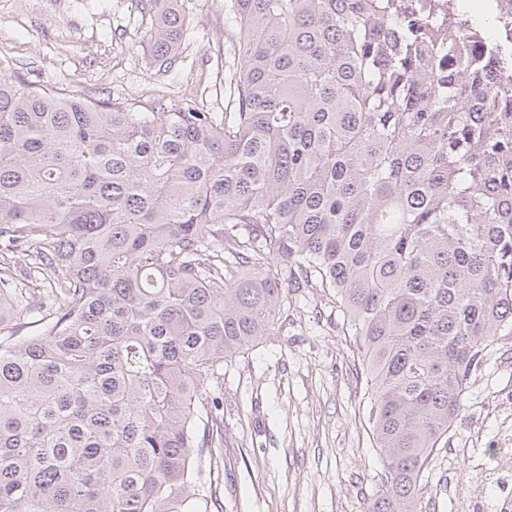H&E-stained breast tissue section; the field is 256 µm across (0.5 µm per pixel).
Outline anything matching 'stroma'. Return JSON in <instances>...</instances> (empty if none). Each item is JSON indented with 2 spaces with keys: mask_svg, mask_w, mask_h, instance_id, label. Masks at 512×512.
I'll return each instance as SVG.
<instances>
[{
  "mask_svg": "<svg viewBox=\"0 0 512 512\" xmlns=\"http://www.w3.org/2000/svg\"><path fill=\"white\" fill-rule=\"evenodd\" d=\"M186 30L166 71L153 60L140 0H0V61L33 82L90 100L194 102L224 109L233 39L224 0H185ZM223 440L204 493L210 512H365L382 464L369 435L360 359L319 288H292L275 331L229 358L212 383ZM512 453V335L499 337L473 375L448 441L428 458L421 512H459L493 488L475 467Z\"/></svg>",
  "mask_w": 512,
  "mask_h": 512,
  "instance_id": "stroma-1",
  "label": "stroma"
}]
</instances>
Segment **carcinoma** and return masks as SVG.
<instances>
[{"label": "carcinoma", "mask_w": 512, "mask_h": 512, "mask_svg": "<svg viewBox=\"0 0 512 512\" xmlns=\"http://www.w3.org/2000/svg\"><path fill=\"white\" fill-rule=\"evenodd\" d=\"M175 62L181 0H149ZM228 102H92L0 61V512H207L203 420L283 285L333 294L384 459L365 512H420L427 459L512 335V100L403 0H224ZM38 324L32 334L26 325Z\"/></svg>", "instance_id": "carcinoma-1"}]
</instances>
